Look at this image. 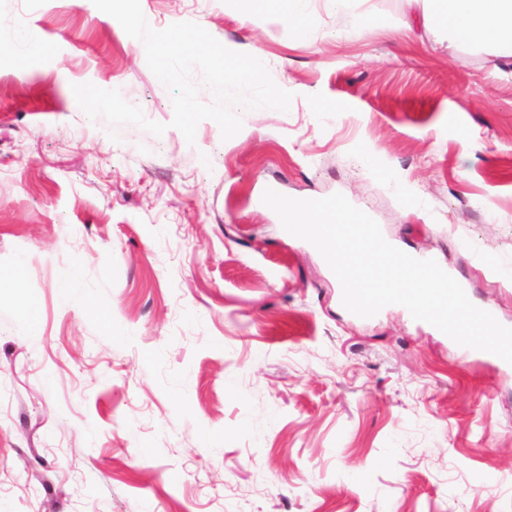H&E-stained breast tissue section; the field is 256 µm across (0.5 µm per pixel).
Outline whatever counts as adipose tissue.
<instances>
[{
  "mask_svg": "<svg viewBox=\"0 0 512 512\" xmlns=\"http://www.w3.org/2000/svg\"><path fill=\"white\" fill-rule=\"evenodd\" d=\"M310 0H237L244 19L279 11L307 29ZM425 26L448 47L480 44L512 58V0H411Z\"/></svg>",
  "mask_w": 512,
  "mask_h": 512,
  "instance_id": "ef3b65f1",
  "label": "adipose tissue"
}]
</instances>
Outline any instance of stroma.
Listing matches in <instances>:
<instances>
[{
  "instance_id": "35a3bbf8",
  "label": "stroma",
  "mask_w": 512,
  "mask_h": 512,
  "mask_svg": "<svg viewBox=\"0 0 512 512\" xmlns=\"http://www.w3.org/2000/svg\"><path fill=\"white\" fill-rule=\"evenodd\" d=\"M140 4L257 55L294 99L187 143L92 0H0V271L27 260L0 281V512H512V367L403 306L351 313L259 202L342 194L512 326L502 57L440 46L407 0H357L374 20L351 40L324 0L305 38L234 0ZM85 82L167 131L112 141L66 93Z\"/></svg>"
}]
</instances>
